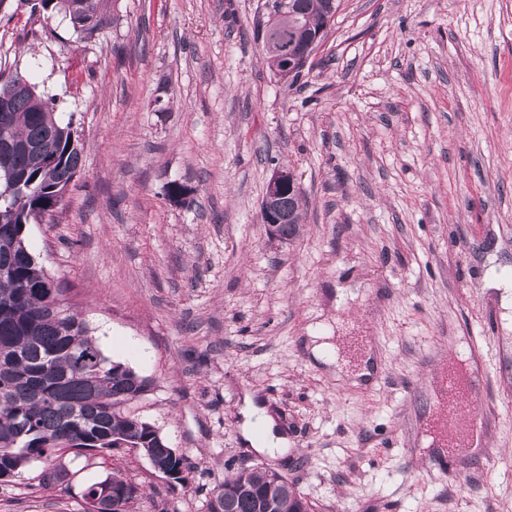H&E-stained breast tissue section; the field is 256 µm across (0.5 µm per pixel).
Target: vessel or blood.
<instances>
[{
  "label": "vessel or blood",
  "mask_w": 512,
  "mask_h": 512,
  "mask_svg": "<svg viewBox=\"0 0 512 512\" xmlns=\"http://www.w3.org/2000/svg\"><path fill=\"white\" fill-rule=\"evenodd\" d=\"M473 399L472 389L458 372L451 371L442 377L436 415L429 424V430L438 446L469 447L487 419L486 412L476 409Z\"/></svg>",
  "instance_id": "obj_1"
}]
</instances>
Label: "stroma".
Returning <instances> with one entry per match:
<instances>
[{"label": "stroma", "mask_w": 512, "mask_h": 512, "mask_svg": "<svg viewBox=\"0 0 512 512\" xmlns=\"http://www.w3.org/2000/svg\"><path fill=\"white\" fill-rule=\"evenodd\" d=\"M273 0H102L81 39L64 13L0 6V69L20 71L85 145L30 251L66 283L104 352L151 379L131 411L189 467L64 454L0 484V512H83L118 474L171 512L256 463L314 512H512V0H342L299 76L258 28ZM295 172L302 235L260 219L273 168ZM369 357L340 376L312 335ZM488 380L467 474L431 467L435 384ZM286 453L245 447V395Z\"/></svg>", "instance_id": "stroma-1"}]
</instances>
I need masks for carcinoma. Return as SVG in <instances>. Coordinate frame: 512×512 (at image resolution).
<instances>
[{
	"label": "carcinoma",
	"mask_w": 512,
	"mask_h": 512,
	"mask_svg": "<svg viewBox=\"0 0 512 512\" xmlns=\"http://www.w3.org/2000/svg\"><path fill=\"white\" fill-rule=\"evenodd\" d=\"M341 0H294L293 9L306 31L326 26ZM15 86L8 137L0 136V482L21 476L34 462L49 464L43 484L64 478L54 463L63 443L74 455L107 460L114 443L124 442L153 455L156 462L185 470L188 459L170 451L165 436L128 411L148 391L150 382L107 356L81 313L68 306L66 289L39 263L26 242L27 225L52 214L62 192L82 163L83 144L73 141L71 124L62 123L50 103L33 91L19 72L8 75ZM293 241L302 234L303 197L284 199ZM269 470H240L212 490L209 512H266L262 491ZM121 495L112 498V491ZM108 499L107 512H128L146 500L153 512L167 504L127 480L108 475L89 484L84 501Z\"/></svg>",
	"instance_id": "cac0c4a2"
}]
</instances>
